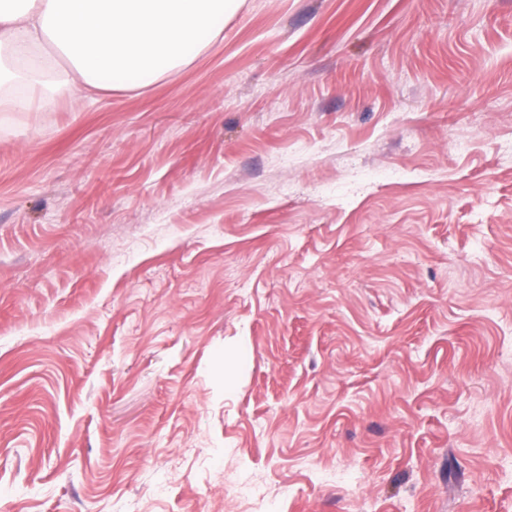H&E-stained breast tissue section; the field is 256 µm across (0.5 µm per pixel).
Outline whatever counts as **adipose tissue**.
Returning <instances> with one entry per match:
<instances>
[{"mask_svg":"<svg viewBox=\"0 0 512 512\" xmlns=\"http://www.w3.org/2000/svg\"><path fill=\"white\" fill-rule=\"evenodd\" d=\"M242 0H0V112L54 108L77 86H148L192 62ZM54 54H47V46Z\"/></svg>","mask_w":512,"mask_h":512,"instance_id":"1","label":"adipose tissue"}]
</instances>
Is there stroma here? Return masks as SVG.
<instances>
[{"instance_id":"obj_1","label":"stroma","mask_w":512,"mask_h":512,"mask_svg":"<svg viewBox=\"0 0 512 512\" xmlns=\"http://www.w3.org/2000/svg\"><path fill=\"white\" fill-rule=\"evenodd\" d=\"M512 512V0H245L0 112V512Z\"/></svg>"}]
</instances>
